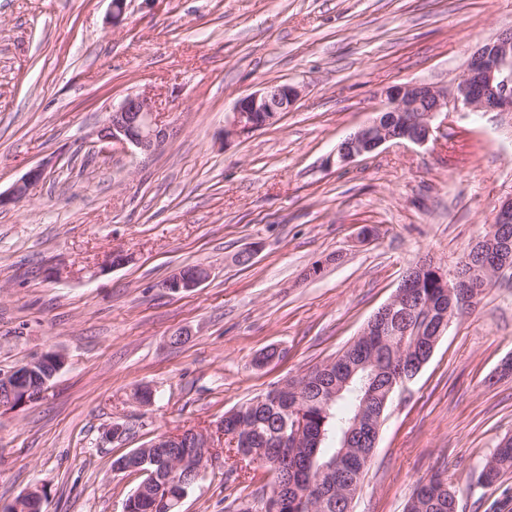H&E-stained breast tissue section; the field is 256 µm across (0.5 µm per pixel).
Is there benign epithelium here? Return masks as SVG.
<instances>
[{
  "label": "benign epithelium",
  "mask_w": 512,
  "mask_h": 512,
  "mask_svg": "<svg viewBox=\"0 0 512 512\" xmlns=\"http://www.w3.org/2000/svg\"><path fill=\"white\" fill-rule=\"evenodd\" d=\"M385 95L386 103L380 113L392 112L402 116L404 128L395 130L382 123L380 117H373L345 138L336 148V156L328 157L326 163H350L394 140L425 144L434 133L433 120L442 112H456L463 108L472 112L512 115V31L502 33L476 49L451 87L411 82L393 86ZM298 96L297 87L285 83L267 84L259 91L241 98L227 117L224 139L245 136L273 123L279 113L288 111L295 104ZM169 137L170 125L163 122L162 114L156 112L151 99L143 94L124 97L112 107L108 120L98 131L99 140L129 144L147 156L161 151ZM43 176L42 167L30 169L8 191L0 192V208L29 197ZM508 224H512V195L498 202L487 234L475 240L466 253L467 263L474 258L484 260V271L490 281L506 271H512V237L507 233ZM426 273L431 274L437 285L448 295V309L441 312L436 330L431 332V338L423 346L415 342L399 344L395 355L398 369L393 375L392 384L401 387L410 380L411 374L426 363L452 319L477 300V296L466 291L470 284L459 273L450 274L430 262L421 263L407 270L394 295L367 322L359 338L364 340L383 333L400 308L417 315L414 334L423 335L431 314L421 310L419 305L413 306L414 294L411 288L416 278ZM207 278L208 272L204 268L184 269L168 278L163 287L172 293L188 292ZM64 364L65 356L58 351H51L17 369L1 370L0 408L11 409L40 398ZM276 389L277 394L294 400V404L289 407L291 431L282 432L279 445L283 449L296 447L304 442L303 411L297 407L302 396V384L297 379H289L277 385ZM241 431L239 427L234 433L225 435L224 421L221 420L213 433L189 429L162 434L144 447L135 449L132 459L138 466L157 461L162 464L159 472H146V475L154 478L151 494L157 507L164 512L170 508L168 488L171 485L202 476L204 459L212 445L213 434L223 439L228 437L235 443ZM238 458L264 468L273 475L270 491L264 494V499L252 506L254 512H267V498L277 494L282 481L279 462L243 452L238 453ZM39 498L40 493L29 492L16 499L8 507V512H33L32 502Z\"/></svg>",
  "instance_id": "obj_1"
}]
</instances>
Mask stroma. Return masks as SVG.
<instances>
[{
	"label": "stroma",
	"mask_w": 512,
	"mask_h": 512,
	"mask_svg": "<svg viewBox=\"0 0 512 512\" xmlns=\"http://www.w3.org/2000/svg\"><path fill=\"white\" fill-rule=\"evenodd\" d=\"M509 30L512 0H128L117 23L111 0H0V190L45 170L0 208V370L66 357L40 399L0 410V505L37 489L44 512H123L141 477L113 459L332 359L415 263L454 269L512 193L511 117L442 114L426 144L326 160L385 90L452 84ZM267 82L299 100L225 139ZM131 92L174 126L158 154L98 141ZM190 266L209 272L198 288H164ZM509 358L504 279L392 397L353 512H406L437 471L458 512H512V473L476 482L512 435ZM210 453L181 512H237L269 489L265 470ZM44 169L40 166L30 169L7 192L0 191V208L19 203L29 197L32 190L43 180Z\"/></svg>",
	"instance_id": "1"
}]
</instances>
